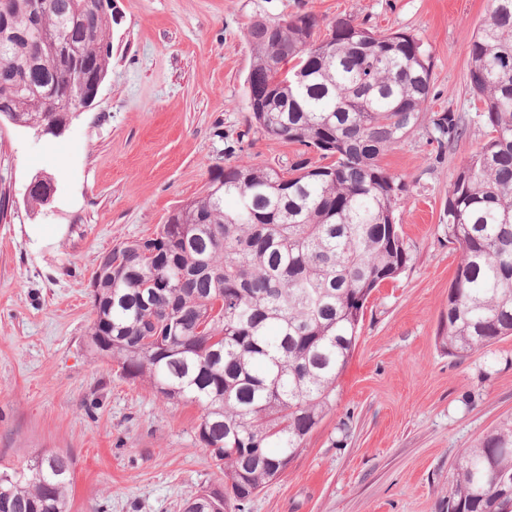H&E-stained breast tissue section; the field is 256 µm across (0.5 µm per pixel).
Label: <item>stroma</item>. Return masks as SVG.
Masks as SVG:
<instances>
[{
  "instance_id": "stroma-1",
  "label": "stroma",
  "mask_w": 512,
  "mask_h": 512,
  "mask_svg": "<svg viewBox=\"0 0 512 512\" xmlns=\"http://www.w3.org/2000/svg\"><path fill=\"white\" fill-rule=\"evenodd\" d=\"M112 65L93 105L60 135L0 120V471L41 453L73 458L69 512H182L224 473L198 440L200 411L97 362L85 341L101 256L151 235L221 169L289 166L300 145L253 130L246 29L310 13L418 39L430 111L466 141L420 127L381 163L408 186L397 213L406 268L371 295L325 415L242 512H447L456 457L512 416V336L456 358L440 337L459 251L443 222L462 162L485 143L469 46L490 0H117ZM55 180L50 205L24 190ZM428 123L432 126L434 139L439 145L444 143V140L459 141L463 140L468 135V129L465 127L455 112H433L428 118ZM34 192H39L34 193ZM33 193V194H31ZM54 193V180L51 175L38 174L35 175L26 187L25 196L32 208L42 207L43 200L44 205L47 206L52 202ZM31 194V195H30ZM42 196V197H41ZM43 198V199H42Z\"/></svg>"
}]
</instances>
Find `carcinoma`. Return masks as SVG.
Masks as SVG:
<instances>
[{"label": "carcinoma", "mask_w": 512, "mask_h": 512, "mask_svg": "<svg viewBox=\"0 0 512 512\" xmlns=\"http://www.w3.org/2000/svg\"><path fill=\"white\" fill-rule=\"evenodd\" d=\"M0 0V119L47 134L87 105L112 62L116 22L90 0ZM303 13L247 28L249 74L272 87L264 135L312 149L287 168L239 161L150 236L113 245L92 279L86 346L148 381L166 404L201 410L199 442L224 465V498L186 512H238L277 478L321 421L355 350L368 299L409 261L396 212L406 185L380 157L428 121L438 144L468 135L456 113L424 118L431 66L419 40L342 19L326 37ZM308 80L292 81L291 62ZM469 86L490 139L448 191L461 256L442 340L463 358L512 335V0H490L469 46ZM72 461L0 472V512H68ZM448 512H512V418L459 455Z\"/></svg>", "instance_id": "obj_1"}]
</instances>
